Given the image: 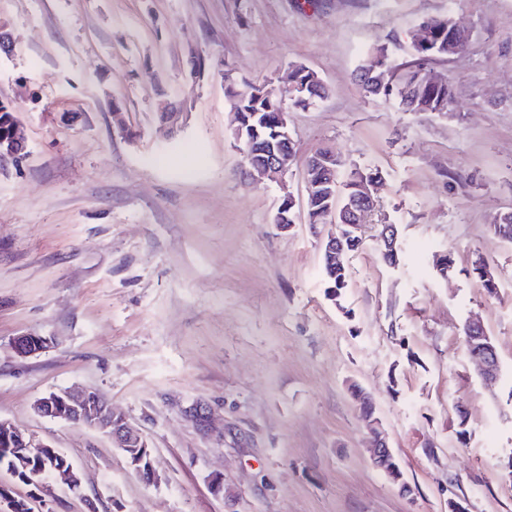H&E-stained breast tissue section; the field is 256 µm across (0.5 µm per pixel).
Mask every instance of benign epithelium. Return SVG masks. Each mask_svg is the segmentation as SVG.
<instances>
[{"label": "benign epithelium", "instance_id": "obj_1", "mask_svg": "<svg viewBox=\"0 0 512 512\" xmlns=\"http://www.w3.org/2000/svg\"><path fill=\"white\" fill-rule=\"evenodd\" d=\"M10 127L11 134L0 139V168L7 164H19L27 153L24 130L15 114L10 118ZM292 141L288 121L283 116L275 141L264 144L250 141L253 146L248 156L250 171L271 181L281 180L288 171V144ZM372 189L371 183L361 185L360 194L349 198L346 206L347 223L334 225V229L322 239V255L329 264L341 262L345 256L346 244L353 242L356 233L366 224V217L375 206ZM307 192L309 196L318 198L327 211L336 209L338 191L333 182L309 183ZM51 344L52 338L49 336L28 333L15 338L13 348L21 356H30L47 350ZM35 410L41 416L81 424L109 436L114 447L123 453L130 448L147 447L142 434L123 415L113 411L112 405L95 391L55 392L37 400ZM376 425L377 421H372L371 432L375 443L373 461L377 468L382 469L388 462L396 461V458L385 436L377 432ZM18 445L31 448L34 443L11 422L0 419V451L8 453ZM24 481L28 486V494L22 500L13 495L10 486L0 483V512H21L19 502L27 503L42 497L46 484L40 473H32Z\"/></svg>", "mask_w": 512, "mask_h": 512}]
</instances>
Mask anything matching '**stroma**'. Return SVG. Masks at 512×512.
I'll use <instances>...</instances> for the list:
<instances>
[{
  "instance_id": "stroma-1",
  "label": "stroma",
  "mask_w": 512,
  "mask_h": 512,
  "mask_svg": "<svg viewBox=\"0 0 512 512\" xmlns=\"http://www.w3.org/2000/svg\"><path fill=\"white\" fill-rule=\"evenodd\" d=\"M431 17L469 34L433 66L450 111L366 93L356 74L374 47L410 60ZM1 25L15 51L0 57V101L27 155L0 169V418L81 477L76 494L50 474L33 512H448L452 499L512 512V243L490 231L512 210V0H0ZM298 64L329 94L289 108L283 181L251 179L224 78ZM173 94L170 135L160 104ZM321 147L381 176L339 299L304 222ZM382 224L398 228V266L379 257ZM476 252L496 267V297L467 274ZM472 317L496 345L491 385L458 333ZM26 333L54 343L19 356ZM71 387L141 430L157 481L107 436L35 413ZM358 389L409 492L372 463Z\"/></svg>"
}]
</instances>
